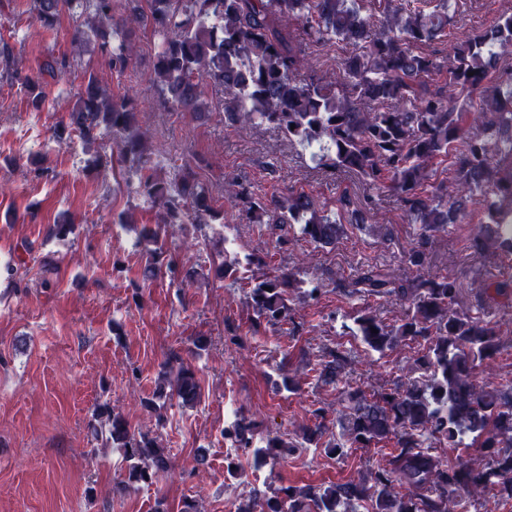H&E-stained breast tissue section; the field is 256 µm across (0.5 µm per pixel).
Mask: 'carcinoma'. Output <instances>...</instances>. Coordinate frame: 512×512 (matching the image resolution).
<instances>
[{
    "instance_id": "cac0c4a2",
    "label": "carcinoma",
    "mask_w": 512,
    "mask_h": 512,
    "mask_svg": "<svg viewBox=\"0 0 512 512\" xmlns=\"http://www.w3.org/2000/svg\"><path fill=\"white\" fill-rule=\"evenodd\" d=\"M74 2L33 0L34 22L48 30ZM86 2L92 12L76 22L73 47L94 43L123 74L132 64L131 45L113 37L151 28L158 38L153 82L165 93L169 110L202 118L205 88L219 87L225 121L242 129L267 125L308 151L319 168L389 192L408 221L421 225L423 238L464 222L472 206L482 205L470 248L481 252L493 246L512 257V65L501 53L512 48L511 11L439 49L455 23L454 0ZM302 40L349 49L336 80L305 73ZM0 64L21 85L29 106L42 110L47 100L42 75L13 69L4 46ZM136 121L135 97L114 98L91 75L68 120L54 127L53 139L63 145L74 134L87 144L100 136L112 138L159 223H211V198L196 173L180 168L169 179L153 173L148 136ZM444 162L453 170L449 184L432 180L433 167ZM231 196L251 223L277 233L280 248L288 243L291 224L300 225L303 238L330 246L342 227L338 216L359 225L367 213L347 188L333 210L293 189L282 199L245 188ZM159 238L158 231L148 229L139 241L146 255L145 280L163 274ZM404 262L418 274L398 278L386 266L368 263L344 292L375 301L396 297L407 304L397 325L370 312L360 315L356 335L381 355L401 340L417 341V378L380 392L351 387L344 384L347 356L329 348L316 373L319 381L341 386L339 437L325 439L319 422L297 440L269 435L264 447L253 449V423L247 418L230 432L239 447L251 450L256 470L293 448H322L342 456L349 445L389 443L385 464L357 481L283 486L264 499L262 512H459L461 495L478 489L512 500V384L490 388L477 374L499 351L498 325L487 311L512 308V275L490 278L474 313L454 308L460 282L428 270L421 247L405 252ZM302 284L295 273L283 272L249 287L253 333L264 322L288 323V290ZM173 395L183 406L200 403L202 387L194 369L179 365L145 406L155 410ZM89 429L100 447L121 453L132 484L151 485L174 465L169 449L132 431L124 415L107 403L98 406ZM432 441L446 448H477L482 462L441 460L431 454Z\"/></svg>"
}]
</instances>
